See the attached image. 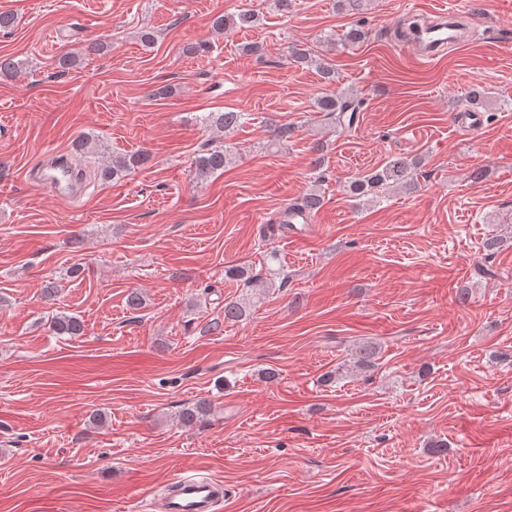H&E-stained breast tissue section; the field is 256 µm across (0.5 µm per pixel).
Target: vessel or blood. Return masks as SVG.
<instances>
[{
	"instance_id": "vessel-or-blood-1",
	"label": "vessel or blood",
	"mask_w": 512,
	"mask_h": 512,
	"mask_svg": "<svg viewBox=\"0 0 512 512\" xmlns=\"http://www.w3.org/2000/svg\"><path fill=\"white\" fill-rule=\"evenodd\" d=\"M414 25L403 40L419 62L427 63L444 55L448 48L464 41V15L458 9H444L421 15L410 11ZM47 162L32 175L34 186L57 199L75 200L80 193L81 179L68 153L52 150ZM225 499L224 485L218 480L179 475L171 479L169 491L160 499L161 512H217Z\"/></svg>"
}]
</instances>
